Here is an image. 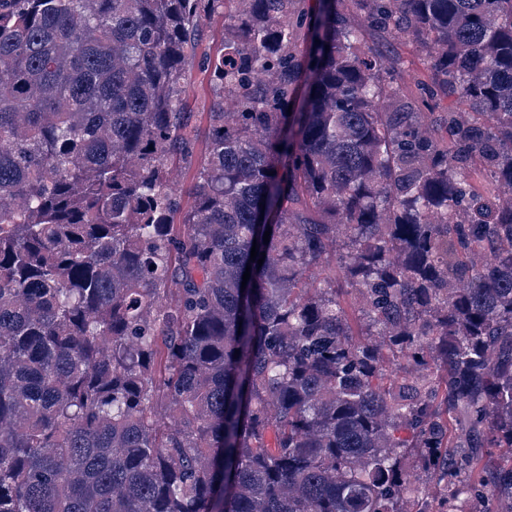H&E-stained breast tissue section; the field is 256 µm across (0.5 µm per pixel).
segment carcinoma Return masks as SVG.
Listing matches in <instances>:
<instances>
[{
  "label": "carcinoma",
  "mask_w": 512,
  "mask_h": 512,
  "mask_svg": "<svg viewBox=\"0 0 512 512\" xmlns=\"http://www.w3.org/2000/svg\"><path fill=\"white\" fill-rule=\"evenodd\" d=\"M300 3L0 0V512H512V0ZM224 19V9H221L203 21L194 36L198 56L204 55L211 60L220 56L224 43ZM355 16V13H351ZM354 19L362 23L368 31L365 50L373 51L386 57L385 68L381 77L393 83L407 94L412 103L414 112H424L435 115L448 112V98L444 97L435 88L426 68V52L415 43L398 39L394 34L379 32L371 27L364 18L355 16ZM400 59L403 65L393 64V60ZM197 61L191 68L183 95V112H189V130L196 135L197 150L200 153L205 147L208 133L207 112L215 98V91L210 83L209 73ZM177 166H181L176 172V184L175 189L177 190L178 195L181 197L182 205L184 207H188L192 203V189L194 185V171L195 166L192 165L189 167L188 165L179 164L176 161ZM186 167V168H184Z\"/></svg>",
  "instance_id": "cac0c4a2"
}]
</instances>
